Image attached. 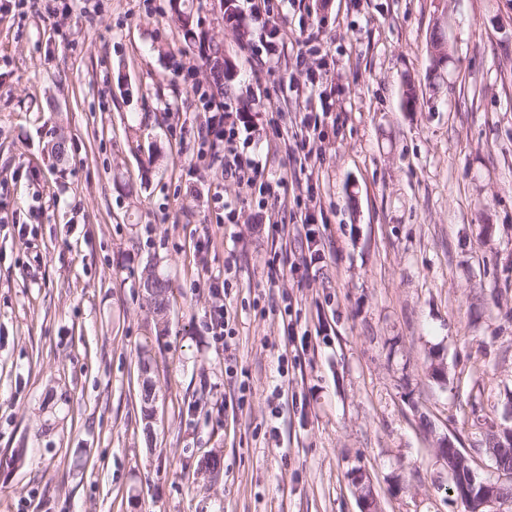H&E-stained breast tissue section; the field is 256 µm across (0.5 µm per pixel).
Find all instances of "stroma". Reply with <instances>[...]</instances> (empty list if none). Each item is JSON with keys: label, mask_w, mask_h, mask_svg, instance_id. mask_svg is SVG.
I'll list each match as a JSON object with an SVG mask.
<instances>
[{"label": "stroma", "mask_w": 512, "mask_h": 512, "mask_svg": "<svg viewBox=\"0 0 512 512\" xmlns=\"http://www.w3.org/2000/svg\"><path fill=\"white\" fill-rule=\"evenodd\" d=\"M54 6L0 0V512H359L356 459L383 512H465L433 436L497 478L484 448L512 390V0H236L231 20L203 0L252 187L198 155L209 68L169 0ZM151 264L173 282L161 339L139 286ZM219 303L225 350L206 330ZM210 453L215 478L199 469Z\"/></svg>", "instance_id": "1"}]
</instances>
